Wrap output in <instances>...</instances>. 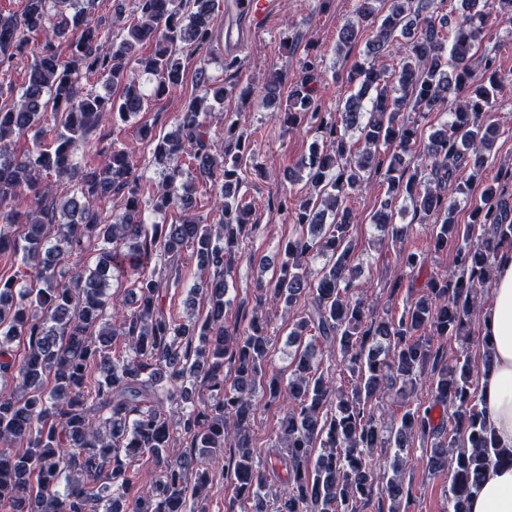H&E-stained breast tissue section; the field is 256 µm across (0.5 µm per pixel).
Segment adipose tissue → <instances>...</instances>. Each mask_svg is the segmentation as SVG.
I'll use <instances>...</instances> for the list:
<instances>
[{
  "label": "adipose tissue",
  "instance_id": "adipose-tissue-1",
  "mask_svg": "<svg viewBox=\"0 0 512 512\" xmlns=\"http://www.w3.org/2000/svg\"><path fill=\"white\" fill-rule=\"evenodd\" d=\"M493 304L484 310L482 326L493 347V365L483 375L480 397L488 427L500 446L512 447V255L498 263ZM470 512H512V466L490 465L470 498Z\"/></svg>",
  "mask_w": 512,
  "mask_h": 512
}]
</instances>
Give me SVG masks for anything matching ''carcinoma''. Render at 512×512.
I'll return each instance as SVG.
<instances>
[{
	"instance_id": "cac0c4a2",
	"label": "carcinoma",
	"mask_w": 512,
	"mask_h": 512,
	"mask_svg": "<svg viewBox=\"0 0 512 512\" xmlns=\"http://www.w3.org/2000/svg\"><path fill=\"white\" fill-rule=\"evenodd\" d=\"M389 2L385 15L378 4ZM434 0H356L354 18L336 33L337 48L368 35L369 62L346 74L359 84L340 119L320 111L317 61L305 56L306 79L279 95L277 73L260 102L284 112L288 130L317 125L325 145L297 163L309 191L280 196L271 205L291 211L300 234L284 247L279 270L258 287L243 329L224 325V296L235 279L246 228L255 225L242 192L248 137L238 118L224 113V150L213 151L209 111L228 86L192 98L174 117L175 131L140 129L163 166L151 191L135 176L129 153L99 143L96 160L84 165L88 134L104 120L124 121L181 85L184 51L213 40L212 14L219 0H136L137 18L126 33L94 18L97 0H23L20 16L0 14V73L30 51L28 79L18 97L0 105V256H20L22 267L0 276V512H211L204 494L208 462H227L236 497L226 512H363L379 495L390 501L378 512H401L409 497L400 478L402 453L415 437L432 439L423 464L446 470L448 512H468V500L493 463L512 464V448L499 445L473 391L468 360L450 366L436 338L469 334L478 320L477 286L491 280L498 259L512 252V194L486 184L479 195L462 170H482L500 135L486 112L503 89L496 58L484 57L483 78L472 68L473 50L485 34L481 0H462L456 19L429 10ZM66 51L59 50L60 42ZM154 51L136 57V45ZM408 54L387 70L373 58L386 51ZM112 85L117 97L86 87ZM434 112L451 120L429 133L421 163L410 153L424 138L417 120ZM358 133L354 147L349 132ZM31 146L15 151L22 139ZM195 166L220 203L218 222L196 213L194 185L183 180ZM374 174L386 184L372 221L395 241L410 226L393 219L406 202L414 220L438 250L460 242L452 270L430 277L423 293L398 315L368 320L358 282L361 261L350 235L356 221L351 193ZM469 201L472 220L454 221L456 200ZM156 210L173 209L171 224H148L143 198ZM101 198L116 201L100 210ZM331 223H325L326 213ZM192 251L206 275L203 319L178 323L162 307V292L178 278L151 266L174 265ZM98 253L95 266L83 262ZM330 257L312 273V255ZM136 271L131 293L106 319V287L113 273ZM302 298L303 316L290 332L302 343L309 330L339 351L352 382L335 386L314 363L315 346L296 351L291 376H267V305L292 309ZM122 341L130 355L115 357ZM18 342L23 355L11 347ZM229 370H224V367ZM430 398L418 400L386 424L380 403L419 382ZM280 404L281 435L271 444L267 468L282 470L283 488L269 498L262 464L255 461L251 423L256 398ZM183 438L187 451L174 456ZM148 455L161 464L149 489L130 494L129 462Z\"/></svg>"
}]
</instances>
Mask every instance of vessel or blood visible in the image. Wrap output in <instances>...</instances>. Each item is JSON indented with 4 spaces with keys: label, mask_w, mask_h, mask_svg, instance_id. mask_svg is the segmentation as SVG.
I'll return each mask as SVG.
<instances>
[{
    "label": "vessel or blood",
    "mask_w": 512,
    "mask_h": 512,
    "mask_svg": "<svg viewBox=\"0 0 512 512\" xmlns=\"http://www.w3.org/2000/svg\"><path fill=\"white\" fill-rule=\"evenodd\" d=\"M276 8V0H225V55L235 56L242 52L251 35L267 25Z\"/></svg>",
    "instance_id": "vessel-or-blood-1"
}]
</instances>
